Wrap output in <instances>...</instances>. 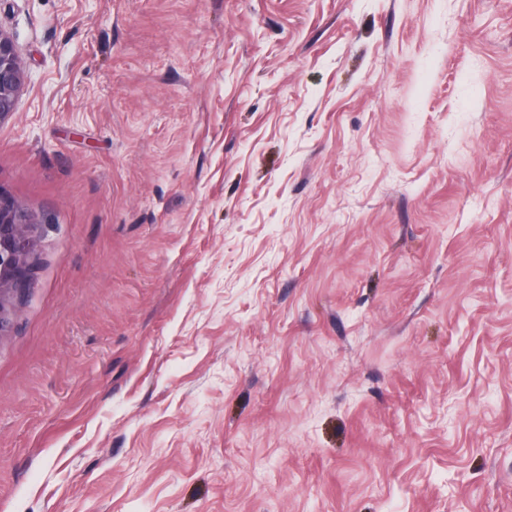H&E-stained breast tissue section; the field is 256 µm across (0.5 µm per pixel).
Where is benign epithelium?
<instances>
[{"label": "benign epithelium", "mask_w": 512, "mask_h": 512, "mask_svg": "<svg viewBox=\"0 0 512 512\" xmlns=\"http://www.w3.org/2000/svg\"><path fill=\"white\" fill-rule=\"evenodd\" d=\"M24 73L13 40L0 30V119L16 109ZM32 220L0 197V335L8 322L4 293L17 295L30 288L37 266Z\"/></svg>", "instance_id": "7a95c632"}]
</instances>
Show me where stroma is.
Wrapping results in <instances>:
<instances>
[{
    "label": "stroma",
    "mask_w": 512,
    "mask_h": 512,
    "mask_svg": "<svg viewBox=\"0 0 512 512\" xmlns=\"http://www.w3.org/2000/svg\"><path fill=\"white\" fill-rule=\"evenodd\" d=\"M0 30V512H512V0ZM24 73L13 40L0 30V121L15 112ZM32 224L27 215L0 197V335L8 327L4 293L18 295L34 280L38 254Z\"/></svg>",
    "instance_id": "obj_1"
}]
</instances>
